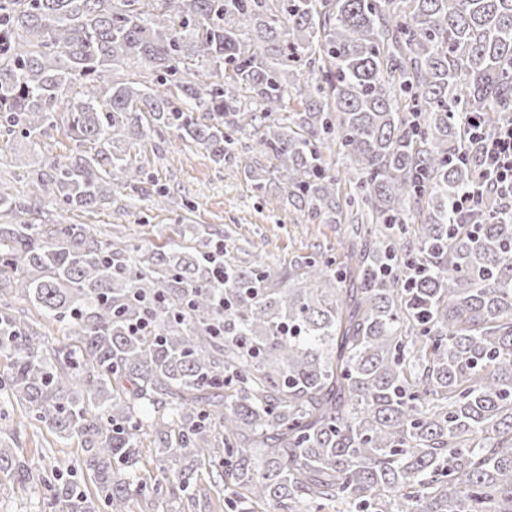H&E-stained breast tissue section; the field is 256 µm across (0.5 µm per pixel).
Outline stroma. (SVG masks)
<instances>
[{"instance_id": "1", "label": "stroma", "mask_w": 512, "mask_h": 512, "mask_svg": "<svg viewBox=\"0 0 512 512\" xmlns=\"http://www.w3.org/2000/svg\"><path fill=\"white\" fill-rule=\"evenodd\" d=\"M78 144L57 126L30 145L20 137H0V182L26 200L35 167L20 163L23 154L54 158L77 151ZM147 183L142 193L123 191L93 209L67 210L42 203L19 213L0 216L10 224H86L105 239H120L143 248L178 240L182 225L208 226L222 235L238 265L262 260L271 285H280L290 262L307 256L336 255L351 233L345 224H322L289 206L274 186L256 188L245 178L237 158L215 164L206 151L172 134H156L133 150ZM167 194L156 206L151 193ZM0 440L19 449L32 462L70 463L77 446L61 447L47 428L26 425L20 408L0 400ZM50 492L36 481L22 482L0 472V512H52Z\"/></svg>"}]
</instances>
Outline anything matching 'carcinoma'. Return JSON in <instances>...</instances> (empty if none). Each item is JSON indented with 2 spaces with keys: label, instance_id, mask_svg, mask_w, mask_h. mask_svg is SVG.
I'll list each match as a JSON object with an SVG mask.
<instances>
[{
  "label": "carcinoma",
  "instance_id": "cac0c4a2",
  "mask_svg": "<svg viewBox=\"0 0 512 512\" xmlns=\"http://www.w3.org/2000/svg\"><path fill=\"white\" fill-rule=\"evenodd\" d=\"M60 112L94 152L46 160L35 203L140 190L151 131L217 164L248 131L288 204L354 237L272 288L198 227L0 224V392L78 441L94 493L2 443L0 471L58 512H186L204 473L237 512H512V212L458 204L485 177L459 113H512V0H0V128L35 143ZM16 299L74 344L45 352Z\"/></svg>",
  "mask_w": 512,
  "mask_h": 512
}]
</instances>
